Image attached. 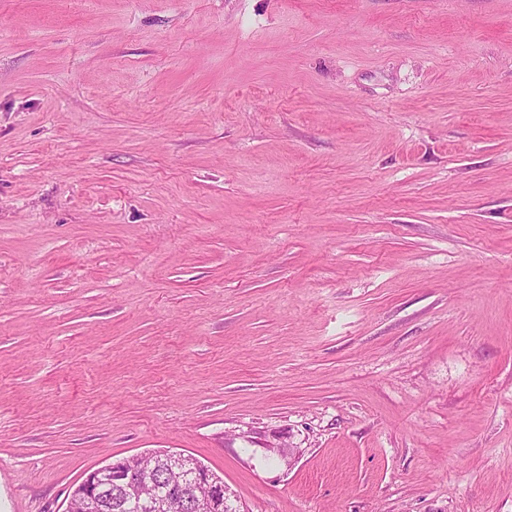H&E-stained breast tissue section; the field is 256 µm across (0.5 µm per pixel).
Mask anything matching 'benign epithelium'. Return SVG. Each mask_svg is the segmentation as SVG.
<instances>
[{
    "label": "benign epithelium",
    "mask_w": 512,
    "mask_h": 512,
    "mask_svg": "<svg viewBox=\"0 0 512 512\" xmlns=\"http://www.w3.org/2000/svg\"><path fill=\"white\" fill-rule=\"evenodd\" d=\"M138 460L140 456L133 455L88 473L71 492L66 512H101L106 494L114 487L145 504L151 512H172L179 502L185 512H219L222 505L228 503L229 493L224 482L214 477L200 461L183 453H170L165 460V467L179 475V483L172 487L157 482L153 496L144 500L137 492L152 476Z\"/></svg>",
    "instance_id": "1"
}]
</instances>
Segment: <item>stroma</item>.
<instances>
[{
  "label": "stroma",
  "mask_w": 512,
  "mask_h": 512,
  "mask_svg": "<svg viewBox=\"0 0 512 512\" xmlns=\"http://www.w3.org/2000/svg\"><path fill=\"white\" fill-rule=\"evenodd\" d=\"M158 450L512 512V0H0V512Z\"/></svg>",
  "instance_id": "obj_1"
}]
</instances>
